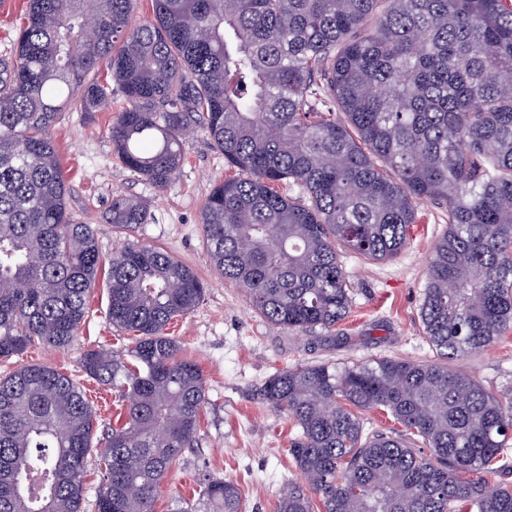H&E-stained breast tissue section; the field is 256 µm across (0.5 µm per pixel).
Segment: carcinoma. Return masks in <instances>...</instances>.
Returning a JSON list of instances; mask_svg holds the SVG:
<instances>
[{
	"label": "carcinoma",
	"instance_id": "carcinoma-1",
	"mask_svg": "<svg viewBox=\"0 0 512 512\" xmlns=\"http://www.w3.org/2000/svg\"><path fill=\"white\" fill-rule=\"evenodd\" d=\"M136 2L28 0L0 59V360L67 346L102 270L50 129L68 106L110 105L104 64L125 100L111 138L126 168L164 188L201 127L235 170L203 206L204 244L278 328L331 330L352 304L337 250L387 261L418 201L448 209L421 307L437 360L309 363L260 389L298 429L290 454L307 482L288 483L278 512H313L314 496L324 512H512V487L489 482L512 402L448 366L512 326V0H151L135 23ZM150 218L121 194L106 213L126 230ZM106 288L110 324L135 336L125 360L100 348L81 362L125 402L105 432L97 510L154 512L208 403L202 370L167 335L205 287L167 251L131 243ZM370 410L401 430L367 431ZM94 420L53 367L0 375V512H81ZM199 498L241 512L224 478Z\"/></svg>",
	"mask_w": 512,
	"mask_h": 512
}]
</instances>
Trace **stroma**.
<instances>
[{
    "instance_id": "stroma-1",
    "label": "stroma",
    "mask_w": 512,
    "mask_h": 512,
    "mask_svg": "<svg viewBox=\"0 0 512 512\" xmlns=\"http://www.w3.org/2000/svg\"><path fill=\"white\" fill-rule=\"evenodd\" d=\"M123 104V97L116 94L108 110L64 112L51 135L67 180L68 206L80 221L93 226L103 257H112L130 243L158 246L192 267L207 286L198 307L168 327L183 356L203 370L208 404L199 440L170 467L155 512H173L185 503L202 512L199 484L209 476L237 485L242 512H277L284 487L291 481L302 482L303 477L289 454L297 430L284 414L262 401L261 385L276 371L304 363L383 357L435 360L422 332L420 310L430 260L448 226V213L440 203L420 202L410 241L393 259L372 262L340 251L339 263L353 286V298L346 318L336 325L334 340L273 327L251 309L244 291L213 267L204 246L202 208L213 185L231 174L223 155L203 130H195L184 143L180 170L164 190L155 189L126 169L113 152L110 127ZM119 193L146 200L150 222L131 231L104 223L103 216ZM107 306L106 287L97 283L66 349L37 345L0 362V375L36 363L72 376L84 387L97 415L99 433L94 442L98 445L103 430L115 425L122 402L112 388L84 375L81 358L97 348L123 355L133 344L131 333L109 325ZM451 367L492 391L512 388V328L491 346L453 361Z\"/></svg>"
}]
</instances>
